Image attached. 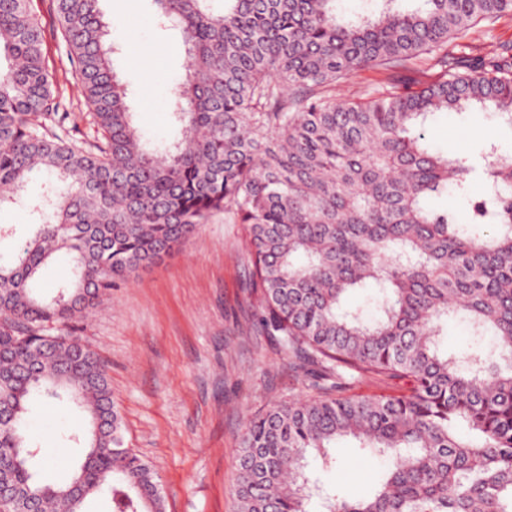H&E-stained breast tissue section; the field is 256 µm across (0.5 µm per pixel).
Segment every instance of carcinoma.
<instances>
[{
	"mask_svg": "<svg viewBox=\"0 0 512 512\" xmlns=\"http://www.w3.org/2000/svg\"><path fill=\"white\" fill-rule=\"evenodd\" d=\"M179 31L185 76L173 88L171 139L146 137L114 66L99 0H48L99 142L61 131L45 29L29 0H0V208L23 204L32 235L0 261V459L36 512H165L150 466L124 447L98 355L75 335L136 271L177 251L209 218L243 224L256 299L253 326L281 347L314 394L245 426L237 512H512V155L490 145L483 192L468 155L433 151L438 114L492 112L512 127V44L478 55L463 40L512 17V0H400L355 18L341 0H151ZM427 57L428 82L403 85ZM377 66L383 85L358 101L337 80ZM40 194L24 198L32 177ZM451 195L460 208L431 207ZM62 259L68 280L40 288ZM375 287L365 321L348 296ZM496 342L441 352L448 318ZM366 374L406 382L394 395H344ZM79 415L76 449L44 479L29 431L36 405ZM470 433L465 438L458 427ZM351 437L391 466L367 494L314 492V452L336 465Z\"/></svg>",
	"mask_w": 512,
	"mask_h": 512,
	"instance_id": "1",
	"label": "carcinoma"
}]
</instances>
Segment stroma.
I'll return each mask as SVG.
<instances>
[{
	"instance_id": "35a3bbf8",
	"label": "stroma",
	"mask_w": 512,
	"mask_h": 512,
	"mask_svg": "<svg viewBox=\"0 0 512 512\" xmlns=\"http://www.w3.org/2000/svg\"><path fill=\"white\" fill-rule=\"evenodd\" d=\"M99 6L118 24L115 39L133 48L117 58L116 67L131 90L140 126L154 136H174L171 90L185 74L179 34L159 28L151 0H100ZM43 23L47 63L72 114L67 139L89 147L98 133L77 90L68 48L57 21L47 15ZM142 56L150 71L139 65ZM427 138L442 152L449 139H457L477 167L486 143L512 152V129L480 115L463 124L455 113L439 114ZM253 312L244 227L218 214L174 254L113 289L80 325L82 342L107 372L124 443L154 470L167 512H235L237 449L246 421L309 393L287 354L254 330ZM74 420L55 406L33 411L31 431L45 457L44 478L63 477L58 431ZM333 453L336 468L311 460L312 477L354 494L387 467L386 460L363 458L351 438L339 441Z\"/></svg>"
}]
</instances>
